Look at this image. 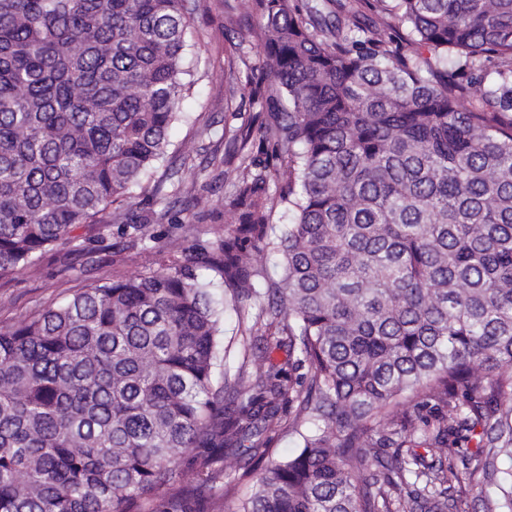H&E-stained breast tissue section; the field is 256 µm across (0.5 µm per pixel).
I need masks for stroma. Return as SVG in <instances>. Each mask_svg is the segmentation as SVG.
Listing matches in <instances>:
<instances>
[{
  "instance_id": "35a3bbf8",
  "label": "stroma",
  "mask_w": 512,
  "mask_h": 512,
  "mask_svg": "<svg viewBox=\"0 0 512 512\" xmlns=\"http://www.w3.org/2000/svg\"><path fill=\"white\" fill-rule=\"evenodd\" d=\"M244 0H186L192 18L190 54L193 88L183 102L184 118L173 123L168 139L173 145L197 143L189 160L173 157L179 171L174 214L180 224L161 220L146 225V244L131 243L113 224H82L73 240L47 248L37 273L14 272L0 276V328L17 324L45 308L72 298L86 286L118 278H135L160 268L171 256L168 242L213 241L224 232V210L198 214L192 197L201 183L211 185L214 199L230 190L212 157H223L228 143L225 128L254 125L248 94L239 83L249 68L259 65L258 24L243 7Z\"/></svg>"
}]
</instances>
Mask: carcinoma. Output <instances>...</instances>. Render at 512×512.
<instances>
[{
    "label": "carcinoma",
    "instance_id": "1",
    "mask_svg": "<svg viewBox=\"0 0 512 512\" xmlns=\"http://www.w3.org/2000/svg\"><path fill=\"white\" fill-rule=\"evenodd\" d=\"M246 2L224 235L0 328V512H465L477 475L512 512V0ZM189 25L185 0H0V275L118 201L170 214ZM200 267L242 329L220 375Z\"/></svg>",
    "mask_w": 512,
    "mask_h": 512
}]
</instances>
